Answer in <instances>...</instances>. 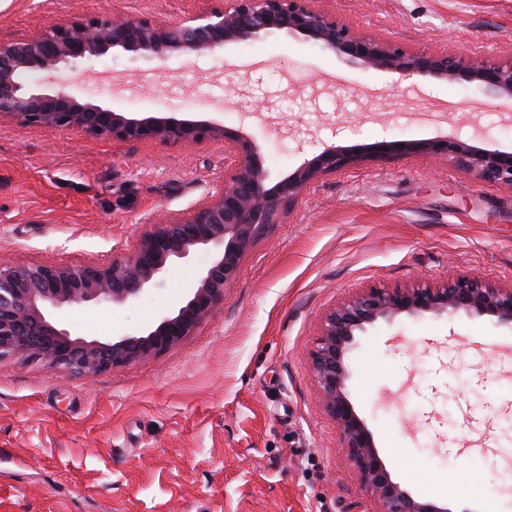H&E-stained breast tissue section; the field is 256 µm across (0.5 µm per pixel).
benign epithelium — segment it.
Returning <instances> with one entry per match:
<instances>
[{
	"mask_svg": "<svg viewBox=\"0 0 512 512\" xmlns=\"http://www.w3.org/2000/svg\"><path fill=\"white\" fill-rule=\"evenodd\" d=\"M311 0H225L176 25L131 21L118 15L75 19L48 30L0 41V120L22 126L60 127L121 142L159 140L193 145L221 138L233 158L224 182L180 217L151 224L136 251L108 265L70 266L19 262L0 264V359L27 356L69 375L90 377L178 345L215 309L236 279L249 244L310 183L367 158L421 154L449 158L478 180L512 187V152L482 149L454 137L423 141L382 140L365 149L323 150L276 182L270 181L260 149L244 131L206 121L166 117L133 118L81 101L59 83L68 64L91 62L111 49L141 56L216 52L231 44L283 32L301 35L350 66L396 74L407 80L430 76L475 85L489 106H512V59L491 62L468 54L412 52L401 45L357 33ZM23 71L42 76L28 87ZM210 264L185 287L181 304L152 325L121 336L88 339L64 326L63 312L87 303L121 308L162 286L172 264L200 250ZM464 312L512 325V286L495 288L469 277L440 285L371 288L326 314L311 352L312 375L321 401L341 431L345 447L377 512H450L417 500L392 480L373 436L348 395L345 357L355 336L378 321L436 317Z\"/></svg>",
	"mask_w": 512,
	"mask_h": 512,
	"instance_id": "1",
	"label": "benign epithelium"
}]
</instances>
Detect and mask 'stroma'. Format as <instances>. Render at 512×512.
<instances>
[{
	"label": "stroma",
	"mask_w": 512,
	"mask_h": 512,
	"mask_svg": "<svg viewBox=\"0 0 512 512\" xmlns=\"http://www.w3.org/2000/svg\"><path fill=\"white\" fill-rule=\"evenodd\" d=\"M211 0H0V41L74 16L177 24ZM358 33L415 51L512 58V0H315ZM67 91L136 118L179 113L246 131L272 179L324 148L456 136L512 150V113L470 85L352 68L284 34L144 60L114 50L63 68ZM224 142H120L0 122V262L131 255L160 213L220 185ZM75 336H119L172 311L209 265ZM475 277L512 285V188L446 158L368 160L321 176L246 249L223 301L177 346L89 378L0 360V512H366L311 351L330 309L368 289ZM348 392L392 479L450 512H512V328L488 317L383 321L348 354Z\"/></svg>",
	"instance_id": "obj_1"
}]
</instances>
